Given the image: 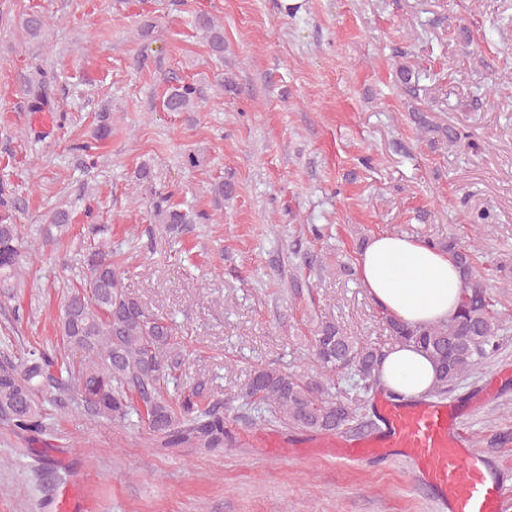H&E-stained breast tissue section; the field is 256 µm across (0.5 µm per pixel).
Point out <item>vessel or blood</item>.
<instances>
[{"label":"vessel or blood","mask_w":512,"mask_h":512,"mask_svg":"<svg viewBox=\"0 0 512 512\" xmlns=\"http://www.w3.org/2000/svg\"><path fill=\"white\" fill-rule=\"evenodd\" d=\"M383 428L353 440L337 439L336 456L363 464L378 457L413 463L436 493L438 512H512V492L487 473L452 404L399 405L379 401Z\"/></svg>","instance_id":"vessel-or-blood-1"}]
</instances>
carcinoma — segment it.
<instances>
[{
	"mask_svg": "<svg viewBox=\"0 0 512 512\" xmlns=\"http://www.w3.org/2000/svg\"><path fill=\"white\" fill-rule=\"evenodd\" d=\"M197 33L211 51L224 53V27L212 15L193 18ZM400 86L417 97L419 81L407 65L396 70ZM199 92L192 83L166 89L162 106L168 112H190ZM421 138L434 146L462 143L455 128L436 122L419 108L411 111ZM13 191L0 185V290L8 294L21 287L22 268L36 251L22 226L14 223ZM155 219L175 229L179 224L210 220L204 212L183 211L164 196L153 204ZM42 243L59 242L68 232L70 211L60 206L46 215ZM90 243L80 255L86 283L68 289L59 322L62 344L30 345L24 356L0 354V425L24 441L21 455L32 446H49L53 430L44 402L74 408L90 421L143 424L149 445L156 448H190L216 451L230 447L235 437L224 418L221 403L202 404L207 382L180 387L183 350L179 328L166 314L146 308L125 289L110 229L90 224ZM454 259L465 282L460 308L450 320L416 326L385 315L392 341L419 348L433 362L436 377L426 393L444 397L489 353L496 351L495 337L502 319L494 299L475 272L476 246L454 239L440 243ZM312 351L320 378L302 380L278 368L257 367L245 395L263 405L272 421L301 431L337 434L363 419L361 404L343 401L331 393L335 377L351 372L357 387L367 395L381 387L382 353L358 342L335 322L319 323ZM176 393H170V389Z\"/></svg>",
	"mask_w": 512,
	"mask_h": 512,
	"instance_id": "carcinoma-1",
	"label": "carcinoma"
}]
</instances>
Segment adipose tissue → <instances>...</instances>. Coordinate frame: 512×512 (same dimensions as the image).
Wrapping results in <instances>:
<instances>
[{"label": "adipose tissue", "mask_w": 512, "mask_h": 512, "mask_svg": "<svg viewBox=\"0 0 512 512\" xmlns=\"http://www.w3.org/2000/svg\"><path fill=\"white\" fill-rule=\"evenodd\" d=\"M358 276L374 302L412 325L448 321L458 310L463 288L452 257L425 242L400 236H373L356 260ZM386 389L404 399L421 397L433 385L430 359L410 345L391 347L380 365Z\"/></svg>", "instance_id": "adipose-tissue-1"}]
</instances>
